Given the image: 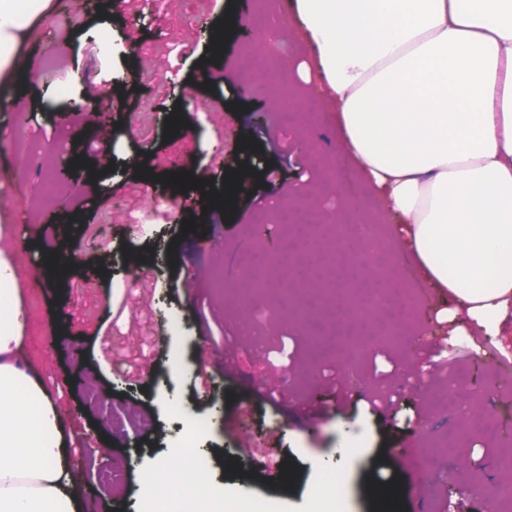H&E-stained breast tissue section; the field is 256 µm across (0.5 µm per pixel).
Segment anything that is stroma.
Returning <instances> with one entry per match:
<instances>
[{
  "label": "stroma",
  "mask_w": 512,
  "mask_h": 512,
  "mask_svg": "<svg viewBox=\"0 0 512 512\" xmlns=\"http://www.w3.org/2000/svg\"><path fill=\"white\" fill-rule=\"evenodd\" d=\"M284 0H55L35 21L24 53L38 74L22 79L11 110L28 126L36 164L21 196L0 201V220L27 244L20 260L30 317L26 354L67 412L69 464L79 472L83 512H144L142 472L180 435L182 414L223 416L195 444L205 478L264 501L265 512H309L326 478L346 482L345 512H381L372 486L398 488V512H505L492 486L512 481V331L473 350L441 312L447 293L423 286L405 324L407 344L368 348L360 364L340 353L319 358L314 327L288 305L255 298L241 251L260 245V214L318 204L351 218L373 189L336 144V113L313 76L301 93L306 57L284 23ZM267 18L272 46L287 49L280 77L295 93L285 110L261 67L239 62L255 13ZM54 67H46V60ZM109 90L101 119L64 121L82 86ZM177 117V132L165 124ZM186 171L202 189L178 191L169 172ZM66 186L41 210L47 177ZM236 186L232 204L224 185ZM171 200L168 220L133 235L131 215ZM196 221L182 231L183 221ZM112 227L99 235L98 225ZM76 253L79 266L50 275L52 258ZM226 287L218 290L215 279ZM236 365L224 367L227 348ZM498 381L473 413L469 393ZM318 406L315 416L305 405ZM125 429L113 427L115 416ZM251 439L278 475L262 484ZM436 454L423 456L426 446ZM423 468L406 467V457ZM125 470L113 492L102 472Z\"/></svg>",
  "instance_id": "stroma-1"
}]
</instances>
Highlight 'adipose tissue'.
Instances as JSON below:
<instances>
[{"instance_id": "1", "label": "adipose tissue", "mask_w": 512, "mask_h": 512, "mask_svg": "<svg viewBox=\"0 0 512 512\" xmlns=\"http://www.w3.org/2000/svg\"><path fill=\"white\" fill-rule=\"evenodd\" d=\"M54 0H0V92ZM336 106L338 144L401 250L478 336L512 313V0H295ZM21 265L0 226V512H80L62 412L23 350Z\"/></svg>"}]
</instances>
